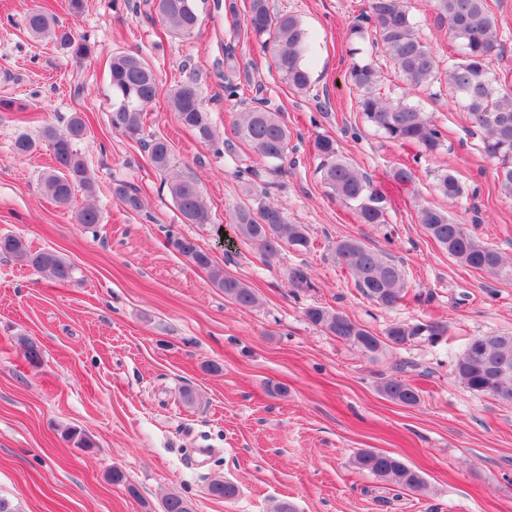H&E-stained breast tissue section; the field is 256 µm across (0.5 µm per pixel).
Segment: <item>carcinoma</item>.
Instances as JSON below:
<instances>
[{
    "mask_svg": "<svg viewBox=\"0 0 512 512\" xmlns=\"http://www.w3.org/2000/svg\"><path fill=\"white\" fill-rule=\"evenodd\" d=\"M437 18L448 24L453 38L459 42L458 54L442 65L439 57L417 35L409 14L407 0H367L365 22L350 26L348 41L356 43L374 32L376 44L382 46L384 58L402 77L405 92L445 84L463 103L473 123L481 133L483 153L497 162V180L501 188L512 194V89L503 86L492 75L489 62L498 46L497 22L487 0H430ZM157 18L179 37L191 36L199 26L195 0H151ZM31 33L47 36L67 50L78 61L90 52L86 40L72 30L60 27L43 9H34L25 18ZM246 30L255 36L271 40L274 62L289 89L306 92L311 87L310 74L304 57L309 33L300 19L290 13L271 8L269 0H250ZM382 64L379 59L353 60L349 79L359 96L360 112L381 136L400 145L413 146L418 152L413 162L433 157L445 145V135L421 109L402 98L390 100L380 92ZM112 82V128L130 138L140 135L145 107L158 95L159 84L151 66L136 54H120L110 63ZM172 108L177 120L213 144L219 143L210 114L201 97L199 79L186 77L171 91ZM235 136L248 145L268 166L265 173L276 176L282 172L288 157L290 131L281 113L257 100V105L238 115L233 124ZM85 120L74 115L66 128L59 130L47 125L42 140L48 143L55 167L41 176L45 193L58 205L68 207L76 193L95 194V181L90 174L77 142L87 135ZM146 148L148 160L158 170L168 174L167 187L184 223L207 224L210 216L195 182L173 168L174 156L169 142L160 137ZM316 155L322 160L324 183L339 198L356 205L363 224H383L389 199L383 189L361 173L346 158L338 154L336 141L329 136L315 140ZM436 191L443 197L457 200L466 194V187L450 170L437 175ZM78 223L94 226L101 221L95 207L85 205L76 213ZM418 220L428 236L459 263L493 275L512 262L497 250L478 240L464 224H459L441 208L424 203L419 205ZM242 237L255 246L267 262L288 248L298 252L310 245L307 231L301 224L287 222L277 202L256 204L244 202L234 211ZM168 243L189 262L209 270L214 287L234 304L250 308L257 303L254 289L223 268L213 265L210 257L195 241L183 235H170ZM335 259L344 264L355 280V287L376 304L393 308L407 294L402 269L383 253L372 250L354 239H341L333 246ZM0 256L9 257L38 272H46L57 282L73 279L74 269L50 251H33L15 235L0 236ZM305 317L314 326L375 357L388 349L398 348L414 338L424 337L435 343L445 335L446 328L435 322L415 324L394 323L378 336L349 315L337 310L310 306ZM25 345V358L38 366L43 350L33 339L20 338ZM454 373L470 391L512 403V335L491 334L473 337L454 364ZM389 399L414 406L420 402L418 391L399 379L380 385ZM357 469L397 488L419 491L425 486L420 472L401 458L389 453L361 450L354 457ZM210 495L230 499L237 493L234 484L222 479L211 481ZM163 512H192L191 504L177 493L163 502Z\"/></svg>",
    "mask_w": 512,
    "mask_h": 512,
    "instance_id": "cac0c4a2",
    "label": "carcinoma"
}]
</instances>
